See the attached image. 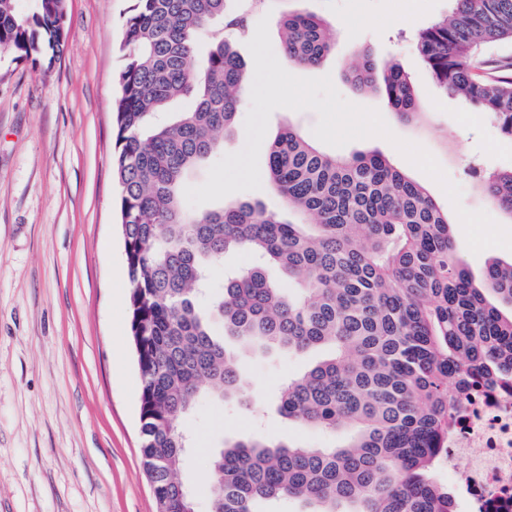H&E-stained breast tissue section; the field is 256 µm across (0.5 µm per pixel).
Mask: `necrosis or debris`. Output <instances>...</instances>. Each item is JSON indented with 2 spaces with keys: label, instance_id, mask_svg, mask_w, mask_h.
Listing matches in <instances>:
<instances>
[{
  "label": "necrosis or debris",
  "instance_id": "1",
  "mask_svg": "<svg viewBox=\"0 0 512 512\" xmlns=\"http://www.w3.org/2000/svg\"><path fill=\"white\" fill-rule=\"evenodd\" d=\"M450 480L464 512H512V378L470 385L448 421Z\"/></svg>",
  "mask_w": 512,
  "mask_h": 512
}]
</instances>
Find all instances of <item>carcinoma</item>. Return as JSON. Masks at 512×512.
<instances>
[{
  "label": "carcinoma",
  "instance_id": "cac0c4a2",
  "mask_svg": "<svg viewBox=\"0 0 512 512\" xmlns=\"http://www.w3.org/2000/svg\"><path fill=\"white\" fill-rule=\"evenodd\" d=\"M229 0H133L116 77L113 177L130 282V331L141 380L143 467L156 512H187L177 479L191 435L183 427L207 395L246 393L243 353L256 348L328 355L289 380L281 416L326 431L348 428L331 448L233 439L210 456L213 512H455L431 471L447 452L451 389L468 377L512 376V261L493 259L475 279L456 254L448 216L425 189L378 151L327 154L293 126L270 146L268 179L286 213L231 201L190 213L188 174L219 152L242 106L246 64L231 36L252 34ZM450 15L419 29L415 47L437 88L512 137V64L484 70L485 50L512 41V0H448ZM213 29L204 66L191 61ZM288 62L316 66L335 46L323 19L292 10L280 19ZM70 35L65 0H36L29 15L0 0V54L38 61ZM355 92L383 94L411 122L422 107L404 68L368 52L349 70ZM190 97L189 112L159 115ZM512 222V168L478 176ZM230 251L260 264L199 294ZM278 268L293 293L267 274ZM220 323L225 336H217ZM229 337L235 348L224 344Z\"/></svg>",
  "mask_w": 512,
  "mask_h": 512
}]
</instances>
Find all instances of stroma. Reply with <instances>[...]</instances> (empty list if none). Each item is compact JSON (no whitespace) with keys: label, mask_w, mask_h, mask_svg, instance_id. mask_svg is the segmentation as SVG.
Here are the masks:
<instances>
[{"label":"stroma","mask_w":512,"mask_h":512,"mask_svg":"<svg viewBox=\"0 0 512 512\" xmlns=\"http://www.w3.org/2000/svg\"><path fill=\"white\" fill-rule=\"evenodd\" d=\"M132 0H66L71 30L54 63L0 54V512H156L141 463V383L130 332L119 197L112 173L114 77L123 66L122 23ZM328 22L345 20L332 54L303 78L331 76L348 101L377 109L392 132L429 151L462 189L460 202L504 217L474 171L512 167V137L484 113L441 94L414 50V33L448 0H304ZM409 73L423 106L418 121L394 118L379 92H352L344 73L360 51ZM375 149L423 185L447 213L455 247L474 276L512 250L472 253L441 187L388 140H354L340 156ZM245 398H202L185 424L195 449L179 478L195 512H211L212 450L263 435L312 447L345 441L289 424L277 411L281 385L309 357L247 353Z\"/></svg>","instance_id":"35a3bbf8"}]
</instances>
